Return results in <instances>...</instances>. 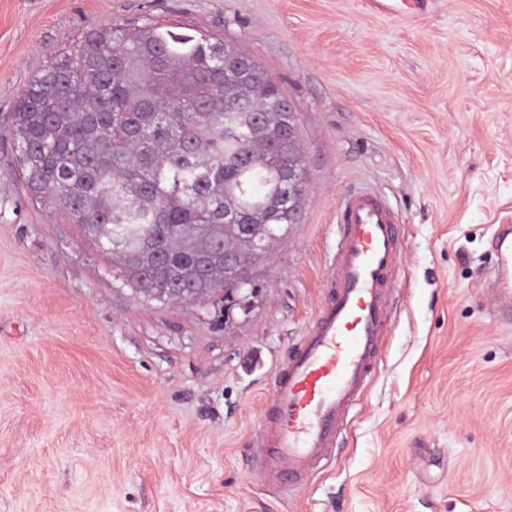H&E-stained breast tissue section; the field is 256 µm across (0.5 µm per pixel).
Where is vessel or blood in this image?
Returning <instances> with one entry per match:
<instances>
[{"mask_svg": "<svg viewBox=\"0 0 512 512\" xmlns=\"http://www.w3.org/2000/svg\"><path fill=\"white\" fill-rule=\"evenodd\" d=\"M372 12L418 21L422 0H369ZM327 277V295L274 385L258 429L257 473L272 492L303 488L333 455L348 417L375 375L393 320L405 232L375 192L348 193ZM489 276L512 319V225H498Z\"/></svg>", "mask_w": 512, "mask_h": 512, "instance_id": "vessel-or-blood-1", "label": "vessel or blood"}]
</instances>
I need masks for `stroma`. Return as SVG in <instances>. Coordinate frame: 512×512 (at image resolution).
<instances>
[{"label":"stroma","mask_w":512,"mask_h":512,"mask_svg":"<svg viewBox=\"0 0 512 512\" xmlns=\"http://www.w3.org/2000/svg\"><path fill=\"white\" fill-rule=\"evenodd\" d=\"M236 45L296 113L299 223L251 270L255 308L136 293L34 198L21 91L107 23ZM405 226L382 362L301 490L254 471L274 369L314 318L348 192ZM512 224V0H0V512H512V326L488 290ZM423 0H369L372 12L380 15L399 17L405 23L417 22L420 18Z\"/></svg>","instance_id":"1"}]
</instances>
